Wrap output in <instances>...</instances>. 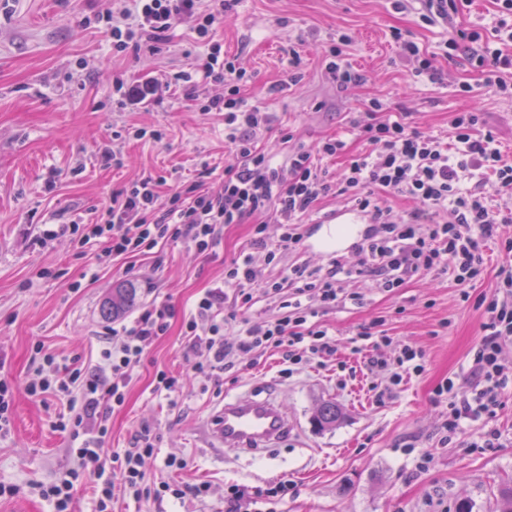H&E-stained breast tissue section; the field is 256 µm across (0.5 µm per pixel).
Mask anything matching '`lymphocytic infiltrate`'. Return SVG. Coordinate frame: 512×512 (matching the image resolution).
Masks as SVG:
<instances>
[{
	"instance_id": "lymphocytic-infiltrate-1",
	"label": "lymphocytic infiltrate",
	"mask_w": 512,
	"mask_h": 512,
	"mask_svg": "<svg viewBox=\"0 0 512 512\" xmlns=\"http://www.w3.org/2000/svg\"><path fill=\"white\" fill-rule=\"evenodd\" d=\"M116 2L118 11L106 17L113 52L142 48L160 52L171 31L184 23L192 25L204 47L191 70L174 73L171 79L151 77L132 86L115 80L119 107L135 109L157 102L171 85L183 86L186 98L201 111L223 113L224 138L233 147V160L224 168V186L217 194L191 183L161 208L156 182L146 177L114 196L103 223L88 225L84 233L85 240L105 242L97 261L146 253L162 242L179 239L206 256L226 225L247 218L254 221L251 252L225 266L222 285L205 291L183 322V357L193 374L215 380L234 368L236 357L269 350L281 351L288 376L309 361L324 362L335 354L336 344L316 317L319 310L355 300L348 284L357 277H371L386 292L451 268L460 286L481 278L483 241L499 239L501 225L512 223V159L503 154L493 131L480 129L478 113L453 114L450 137L445 140L421 133L403 113L387 111L375 99L350 119L366 144L364 151L348 154L344 140L329 137L311 148L292 145L276 162L258 146L259 132L273 123L272 113L242 96L243 72L213 39L236 0H212L208 6L201 0ZM420 4V21L442 30L444 56L464 57L470 68L473 80L463 83V91H471L477 83L494 94L512 96V25L505 21L506 15H512V0H498L503 19L487 34L457 28L460 0H420ZM212 81L223 85V93L201 96V86ZM342 155L347 156V164L340 172L330 171L327 160ZM331 192L349 196L353 206L370 217L373 232L358 246L359 266H346L338 258L317 269L289 265L283 280L265 290L278 304L277 315L230 335L237 312L254 304L249 285L257 276L258 261L270 263L303 246V218ZM382 194L415 200L421 209L407 216L395 214L379 204ZM272 223L281 227L273 248L265 239L266 227ZM500 277L494 293L476 301L483 315V335L472 354V398L453 400L451 379L435 390L448 403L444 428L451 435L460 431L463 420L492 421L512 397V366L503 358V348L512 340V265L501 268ZM173 315V306L162 301L113 329L91 371L44 353L40 378L29 383L26 392L33 398L53 395L65 400L68 414L56 427L66 432L77 459L64 479L35 487L52 512H72L74 485L86 475L94 478L92 512H112L122 498L160 503L168 495L186 496L187 487L146 480L143 459L154 453L158 442L150 425H142L129 447L115 453L110 463L101 462L98 453L109 432L111 412L124 405L134 371L146 351L167 333ZM425 364L424 352L408 345L393 358L369 360L371 371L386 372L393 385L400 384L404 374L423 372ZM289 488L285 481L251 493L231 488L224 498V512H276Z\"/></svg>"
}]
</instances>
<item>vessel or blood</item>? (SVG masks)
<instances>
[{"instance_id":"obj_1","label":"vessel or blood","mask_w":512,"mask_h":512,"mask_svg":"<svg viewBox=\"0 0 512 512\" xmlns=\"http://www.w3.org/2000/svg\"><path fill=\"white\" fill-rule=\"evenodd\" d=\"M367 215L357 209L333 212L320 221L307 239L309 248L327 254L337 252L357 235ZM220 447L237 455L255 454L279 443L290 427L288 415L273 398L241 394L225 399L211 423Z\"/></svg>"}]
</instances>
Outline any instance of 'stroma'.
Segmentation results:
<instances>
[{"instance_id": "stroma-1", "label": "stroma", "mask_w": 512, "mask_h": 512, "mask_svg": "<svg viewBox=\"0 0 512 512\" xmlns=\"http://www.w3.org/2000/svg\"><path fill=\"white\" fill-rule=\"evenodd\" d=\"M112 9V0H11L0 8V354L1 368L19 387L11 434L0 442V482L49 484L73 466L71 443L54 427L62 401L33 399L24 386L39 366V344L84 368L97 363L113 326L102 305L113 287L124 284L135 288L137 299L122 323L156 300L171 302L177 315L147 351L123 408L112 412L99 453L107 458L128 447L140 424L150 423L160 442L143 461L147 479L172 478L205 491L159 505L121 501L116 512H224L231 486L252 491L280 479L292 485L282 512H499L502 491L512 486V402L492 421L464 420L450 437L443 429L448 409L435 398L436 387L450 377L455 400L471 396L468 369L483 334L474 299L498 286L504 262L498 241L482 245L485 270L470 300H462L451 272L414 279L390 293L357 278L350 289L358 303L318 316L336 341L325 368L289 377L281 372L279 353L270 351L238 360L218 385L188 374L182 316L222 283L225 263L249 248L251 221L227 226L207 258L178 241L95 262L103 245L83 243L80 228L99 222L113 196L147 175L159 180L163 205L191 181L219 192L230 151L223 113L199 111L181 92L135 110L114 105L115 79L132 85L190 69L202 47L184 23L161 53H113L100 20ZM395 30L417 43L441 72L440 83L417 75L416 61L398 58ZM343 34L351 38L347 60L362 77L347 87L325 69L328 46ZM214 39L249 75L244 97L275 117L259 138L273 158L288 151L281 138L286 130L308 146L341 134L349 153L359 152L363 144L348 133V117L374 99L407 113L419 131L439 136L448 134L453 113H479L512 156V97L478 86L462 91L469 78L465 61L443 57L436 28L422 24L414 11L394 9L392 0H238ZM292 48L303 80L281 90L277 84ZM48 229L53 238L45 237ZM378 319L392 339L382 349L385 356L408 344L427 359L424 371L405 375L382 404L369 390L365 353L353 352L350 343ZM162 371L177 376L179 388L159 401L151 391ZM244 393L277 397L290 430L258 456L228 460L211 421L225 397ZM327 400L341 411L331 428L314 420ZM491 429L498 443L483 447ZM172 453L186 460L173 475L164 467ZM424 456L429 463L422 469Z\"/></svg>"}]
</instances>
